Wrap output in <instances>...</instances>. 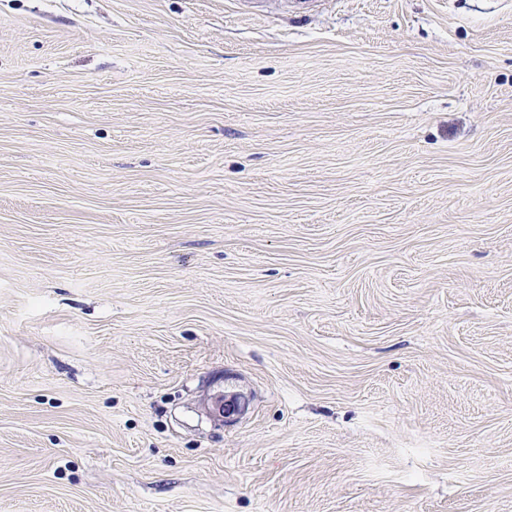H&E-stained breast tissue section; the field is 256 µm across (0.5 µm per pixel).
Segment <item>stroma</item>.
<instances>
[{
    "instance_id": "1",
    "label": "stroma",
    "mask_w": 512,
    "mask_h": 512,
    "mask_svg": "<svg viewBox=\"0 0 512 512\" xmlns=\"http://www.w3.org/2000/svg\"><path fill=\"white\" fill-rule=\"evenodd\" d=\"M0 512H512V0H0Z\"/></svg>"
}]
</instances>
